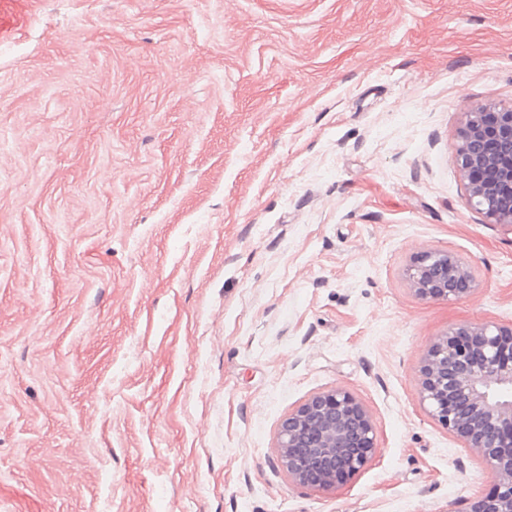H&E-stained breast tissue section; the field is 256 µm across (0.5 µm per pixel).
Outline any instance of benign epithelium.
Segmentation results:
<instances>
[{
    "instance_id": "1",
    "label": "benign epithelium",
    "mask_w": 512,
    "mask_h": 512,
    "mask_svg": "<svg viewBox=\"0 0 512 512\" xmlns=\"http://www.w3.org/2000/svg\"><path fill=\"white\" fill-rule=\"evenodd\" d=\"M456 161L466 204L488 224L512 227V104L476 105L457 136ZM425 300H457L474 288L470 265L439 251L406 270ZM419 396L433 420L476 449L496 483L468 512H512V325L464 323L430 345ZM377 450L368 409L336 388L310 396L279 423L273 454L300 486L331 491L361 472Z\"/></svg>"
}]
</instances>
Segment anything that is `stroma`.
<instances>
[{
	"label": "stroma",
	"instance_id": "1",
	"mask_svg": "<svg viewBox=\"0 0 512 512\" xmlns=\"http://www.w3.org/2000/svg\"><path fill=\"white\" fill-rule=\"evenodd\" d=\"M487 101L512 0H0V512H465L495 475L418 371L512 325L456 165ZM427 251L469 296H416ZM337 387L378 448L319 492L272 445ZM406 277L421 299L457 300L474 288L470 265L459 257L439 251L419 255L406 270Z\"/></svg>",
	"mask_w": 512,
	"mask_h": 512
}]
</instances>
